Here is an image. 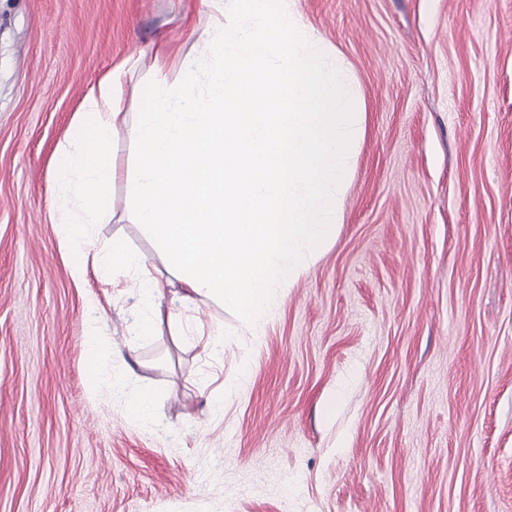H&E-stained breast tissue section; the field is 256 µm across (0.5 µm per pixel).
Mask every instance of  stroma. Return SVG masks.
Here are the masks:
<instances>
[{
    "label": "stroma",
    "instance_id": "obj_1",
    "mask_svg": "<svg viewBox=\"0 0 512 512\" xmlns=\"http://www.w3.org/2000/svg\"><path fill=\"white\" fill-rule=\"evenodd\" d=\"M297 10L365 114L337 233L255 324L169 288L175 320L143 341L132 275H71L57 159L128 58L137 125L156 47L176 87L213 8L0 0V512H512V0ZM110 161L93 237L172 278L133 220L128 135ZM138 389L147 424L125 408Z\"/></svg>",
    "mask_w": 512,
    "mask_h": 512
}]
</instances>
